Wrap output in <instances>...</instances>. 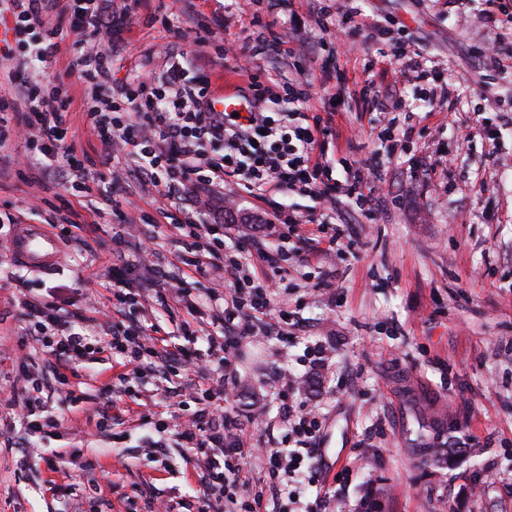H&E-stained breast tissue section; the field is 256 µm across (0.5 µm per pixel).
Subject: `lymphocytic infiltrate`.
Returning <instances> with one entry per match:
<instances>
[{
    "mask_svg": "<svg viewBox=\"0 0 512 512\" xmlns=\"http://www.w3.org/2000/svg\"><path fill=\"white\" fill-rule=\"evenodd\" d=\"M266 2L265 17L254 20L261 30L252 48L256 56L276 49V41L266 32L280 13H287L293 31H301L304 25L290 0ZM149 9V0H126L118 14L108 10L107 0H0V15L8 13L14 18L15 40L14 46L0 48V61L13 62L15 71L33 72L32 77L15 84L10 95H0V148L8 140L24 138L33 150L28 166L35 171V182L61 177L68 212L59 232L64 240L77 237L84 229L85 220L74 206V197L100 193L109 198L122 191L125 178L114 161L122 154L132 157L144 185L152 186L158 198L165 200L164 219L179 235L193 238L194 253L186 260L185 271L177 272L154 264L141 241L124 240L107 269L112 295L119 303L131 305L150 295L161 308L168 309L185 302L189 279L215 274L220 281L230 282L231 289L223 295L221 305L213 308L211 321L224 330L214 347L224 368L222 383L232 386L236 379L227 369L230 356L254 336L255 320L266 316L272 297L269 276L283 271L288 255L261 247L225 253L223 225L194 223L192 189L219 181L232 183L261 203L275 205L276 220L287 228L300 222L294 211L275 204L276 196L287 191L317 199L352 200L369 221L379 207V198L363 186L361 171L368 168V161L340 155L343 133L335 113L304 111L312 96V80L282 84L262 78L251 67L236 66V73L248 77L255 98L269 106L268 111L236 117L203 104L205 90L190 78L182 63L184 52L173 43L166 47L163 72L155 79L113 85L112 50L108 47L90 49L54 79L40 75L42 64L60 50L57 36L62 27L77 35L111 41L128 29L134 17ZM359 13L348 0H331L318 8L320 18L335 16L340 24H352L354 34L361 37L362 51L374 50L381 60L399 62L400 73L409 79L421 107H433L439 98V73L408 57L404 44L390 39L381 20H363ZM73 75L78 78L74 84L69 81ZM284 101L296 106L285 118L277 111ZM75 111L101 143L97 162L110 175L107 184L95 181L85 164L71 159L67 134ZM207 143L222 146V154L205 155ZM338 167L344 178H336ZM15 288L28 320L27 339L48 355L43 368L27 376L25 396L11 401L19 409L27 443L16 466L25 470L40 460L54 472L60 465L57 451L39 447L38 442L54 434L62 419L39 413L44 388L51 382L58 384L66 393L67 405L75 406L80 396L70 380L79 377L91 355L106 352L121 357L124 371L118 379L125 382L140 371L144 358L156 355V342L132 325H113L105 335L93 334L81 310L66 309L54 290L33 297L24 293L23 282H16ZM194 393L200 408L180 435L204 464L196 512H263V495L244 500L236 493L239 462L249 450L232 417L218 410L222 393L206 384L195 385ZM288 422L293 433L302 436L303 446L264 449L273 490L286 493L298 482L324 486L320 468L304 466L302 453L316 442L321 427L318 413L292 410Z\"/></svg>",
    "mask_w": 512,
    "mask_h": 512,
    "instance_id": "1",
    "label": "lymphocytic infiltrate"
}]
</instances>
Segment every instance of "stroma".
<instances>
[{
	"mask_svg": "<svg viewBox=\"0 0 512 512\" xmlns=\"http://www.w3.org/2000/svg\"><path fill=\"white\" fill-rule=\"evenodd\" d=\"M164 22L131 24L112 56V77L132 79L135 60L152 46L181 42L188 56L210 58L212 76L227 75L221 48L251 45L257 0H151ZM483 0H363L364 15L388 19L392 33L410 34V50L438 65L456 103L455 112L438 104L434 113L418 112L412 146L431 155L436 171H410L408 152L391 150L378 140L379 115L359 111L346 99L337 121L359 132L352 139L355 159L376 156L373 175L383 204L376 222H367L345 204L314 207L304 195L284 194L281 202L301 217L316 215L348 228L352 250L316 262L319 241L298 225L291 239L288 270L276 278L265 336L242 344L231 356L237 384L227 411L240 424L254 453L240 472L246 491L268 488L261 455L265 448L288 445L284 413L299 406L317 408L323 421L321 454L316 464L348 470L341 482L328 481L326 492L302 487L299 512H358L373 493L378 512H512V121L498 123L494 139L468 137L481 126L491 102L512 105V68L492 65L481 46L488 39ZM301 12L305 29L275 28L289 48L298 50L299 68L287 54L254 58L253 70L285 82L305 71L314 84L311 110L322 111L332 92L323 68L320 41L347 39L336 26L319 28L311 0ZM17 169L0 174V211L21 212L29 224H59L49 191L26 185L20 174L28 149L15 141ZM123 197L108 202L100 223L82 234L81 244L64 243L67 260L39 273L9 259L0 248V273L24 276L29 295L46 288L80 287L101 277L112 253V229L130 225L136 237L153 242L155 260L165 265L185 253L181 237L166 224H143L140 210L151 199L138 178L129 177ZM195 216L200 224L223 222L227 245L251 243L261 225L265 246L281 244L282 226L273 212L235 186L201 191ZM335 271L322 284L320 269ZM10 285L0 286V512H61L46 479L79 483L95 479L100 489L85 492L70 512H156L195 495L202 463L184 446L177 429L158 433L139 429L140 413L171 412L191 420V400L175 403L171 393L197 382L217 384L221 370L209 361L204 372L169 376L165 359L131 379L129 391L114 392L112 423L96 428V403L74 409L63 394L50 392L41 406L64 416L42 447L62 451L70 463L51 474L45 463L16 467L21 434L12 427L5 403L22 392L28 369L26 321L12 303ZM287 311L280 324L279 311ZM327 350L324 365L312 350ZM290 380L285 399L271 387ZM437 418L440 440L454 450L449 464L421 462L412 450L415 414Z\"/></svg>",
	"mask_w": 512,
	"mask_h": 512,
	"instance_id": "1",
	"label": "stroma"
}]
</instances>
